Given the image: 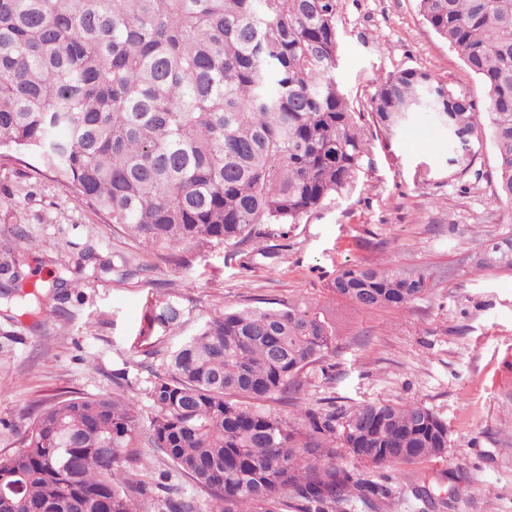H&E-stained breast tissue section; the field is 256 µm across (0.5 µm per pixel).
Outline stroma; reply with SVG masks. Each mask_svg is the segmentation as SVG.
Instances as JSON below:
<instances>
[{
    "instance_id": "1",
    "label": "stroma",
    "mask_w": 512,
    "mask_h": 512,
    "mask_svg": "<svg viewBox=\"0 0 512 512\" xmlns=\"http://www.w3.org/2000/svg\"><path fill=\"white\" fill-rule=\"evenodd\" d=\"M336 80L373 143L352 188L297 224L263 225L241 245L146 248L77 199L60 175L29 155L0 154V259L14 249L26 274L58 285L53 313L34 320L0 306V455L18 450L35 401L125 392L149 416L146 390L164 351L205 320L247 306L280 308L296 296L335 304L341 321L330 375L309 376L296 401L344 412L369 402H418L448 425V457L412 465L436 485L432 512H512V271L474 273L477 253L512 233V204L497 201L495 148L473 171H448V135L428 113L386 138L369 100L382 78L430 73L484 107L486 91L462 58L422 18L417 0H339ZM390 262L432 275L415 303L368 311L338 298L336 274ZM173 298L185 322L148 333L150 301ZM137 477L148 512L170 498L205 506L206 494L150 446ZM357 477L387 483L379 512H422L398 467L373 469L343 457ZM464 495H456V488Z\"/></svg>"
}]
</instances>
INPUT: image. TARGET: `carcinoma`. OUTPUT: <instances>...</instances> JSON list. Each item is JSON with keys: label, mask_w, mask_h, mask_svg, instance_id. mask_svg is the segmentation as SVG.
Segmentation results:
<instances>
[{"label": "carcinoma", "mask_w": 512, "mask_h": 512, "mask_svg": "<svg viewBox=\"0 0 512 512\" xmlns=\"http://www.w3.org/2000/svg\"><path fill=\"white\" fill-rule=\"evenodd\" d=\"M431 28L487 91L485 111L427 72L382 80L371 114L390 139L412 114L448 131V171L496 150V199L512 203V0H418ZM338 0H0V150L34 156L76 196L157 251L240 244L261 224H298L348 191L372 143L334 78ZM512 270V235L486 241L474 270ZM0 303L53 313L47 286L25 289L0 263ZM333 292L367 309L405 307L431 288L425 269L340 270ZM150 303L149 329L184 323ZM336 309L296 297L279 309L211 317L165 351L141 421L125 396L53 401L0 456V512H140L126 462L142 431L202 488L207 512H356L383 484L336 464L407 467L448 453V425L416 402L347 413L265 406L332 367Z\"/></svg>", "instance_id": "carcinoma-1"}]
</instances>
